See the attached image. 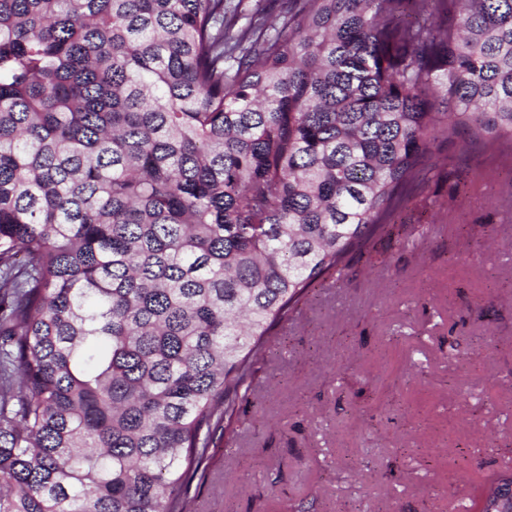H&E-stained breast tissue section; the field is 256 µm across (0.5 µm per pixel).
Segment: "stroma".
Segmentation results:
<instances>
[{
    "mask_svg": "<svg viewBox=\"0 0 512 512\" xmlns=\"http://www.w3.org/2000/svg\"><path fill=\"white\" fill-rule=\"evenodd\" d=\"M443 154L276 329L186 512H474L512 469V154Z\"/></svg>",
    "mask_w": 512,
    "mask_h": 512,
    "instance_id": "1",
    "label": "stroma"
}]
</instances>
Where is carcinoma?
Wrapping results in <instances>:
<instances>
[{
    "label": "carcinoma",
    "mask_w": 512,
    "mask_h": 512,
    "mask_svg": "<svg viewBox=\"0 0 512 512\" xmlns=\"http://www.w3.org/2000/svg\"><path fill=\"white\" fill-rule=\"evenodd\" d=\"M464 135L512 149V0H0V512H185Z\"/></svg>",
    "instance_id": "carcinoma-1"
}]
</instances>
